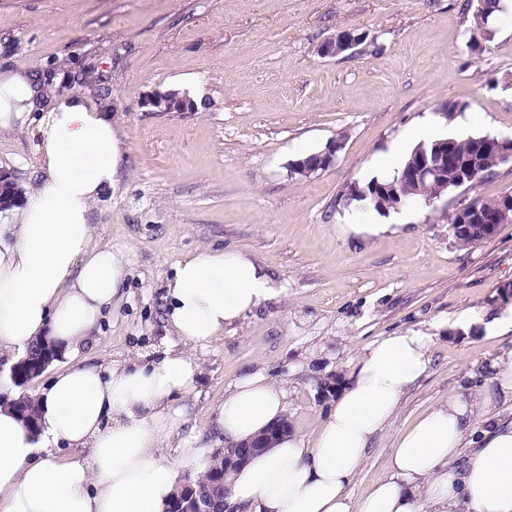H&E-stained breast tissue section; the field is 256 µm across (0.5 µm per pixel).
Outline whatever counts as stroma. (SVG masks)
Listing matches in <instances>:
<instances>
[{
	"label": "stroma",
	"mask_w": 512,
	"mask_h": 512,
	"mask_svg": "<svg viewBox=\"0 0 512 512\" xmlns=\"http://www.w3.org/2000/svg\"><path fill=\"white\" fill-rule=\"evenodd\" d=\"M469 0H0V70L68 69L93 60L110 75L111 118L125 145L119 182L96 202V241L123 249L130 275L81 361L107 364L152 352L165 338L166 281L205 247L258 259L276 294L194 349L193 424L210 438L215 411L243 377L285 396L295 433L312 438L329 412L316 377L346 383L378 337L431 338L425 373L377 435L351 486L386 474L397 435L449 397L492 382V360L512 349V313L495 336L453 330L512 283V223L459 248L448 217L460 205L512 193V161L473 189L379 214L343 208L347 184L389 174L384 161L411 130L512 137V11L480 50L468 47ZM365 34L358 53L323 58L341 30ZM157 91L186 95L160 112ZM464 111L447 115L448 104ZM344 147L309 177L289 165L336 137ZM39 166L27 126L0 133V168L18 180ZM380 232H370V225Z\"/></svg>",
	"instance_id": "obj_1"
}]
</instances>
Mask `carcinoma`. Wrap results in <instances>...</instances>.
I'll list each match as a JSON object with an SVG mask.
<instances>
[{
	"instance_id": "carcinoma-1",
	"label": "carcinoma",
	"mask_w": 512,
	"mask_h": 512,
	"mask_svg": "<svg viewBox=\"0 0 512 512\" xmlns=\"http://www.w3.org/2000/svg\"><path fill=\"white\" fill-rule=\"evenodd\" d=\"M508 6L504 0H484L480 11L473 12V25L471 28V40L475 43L488 41L492 37V17L497 12H507ZM69 82H75L93 92L105 104L106 110L112 109L111 90L109 78L95 73L94 68L89 65L78 67L76 74L66 73ZM490 135L478 136H449L448 151L458 157L470 158L477 162L484 178L492 176L500 163L493 152L488 150L486 144ZM435 142H421L409 154L402 168L392 176L374 178L367 183V186L360 187L356 184H349L342 192L346 205L352 202H363L367 206L381 213L385 210H393L409 202L424 203L430 197H442L460 188H474L481 183V180L467 181L463 179V171L450 167L439 177L418 184L410 176V169L415 162V156L419 152H431ZM383 183L392 186V189L384 196H374L372 186L375 183ZM450 230L455 242L463 247H474L492 237L482 225L470 224L464 228L458 226V216L453 214L449 218ZM224 454L221 451L215 453L213 459L206 465L204 472L192 478V489L180 490L175 499H182L188 494L195 498L205 499L210 502L220 501L224 497Z\"/></svg>"
}]
</instances>
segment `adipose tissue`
I'll list each match as a JSON object with an SVG mask.
<instances>
[{
  "mask_svg": "<svg viewBox=\"0 0 512 512\" xmlns=\"http://www.w3.org/2000/svg\"><path fill=\"white\" fill-rule=\"evenodd\" d=\"M30 127L41 173L22 205L0 217V355L50 338L75 357L106 308L121 299L124 250L96 243L94 203L116 187L124 151L105 113L76 91L43 99L31 68L0 72V131ZM167 338L150 354L61 369L36 395L38 431L0 405V512H164L180 469L204 466L213 445L258 435L285 413L280 390L259 376L225 396L216 437L191 426L188 401L200 365L186 348L223 335L274 296L265 267L248 254L210 247L173 267L166 283ZM429 338L382 336L363 348L351 382L313 439L288 434L237 473L228 499L240 512H512V420L482 430L465 464L467 415L512 399V350L492 362L494 385L459 395L397 436L387 473L352 497L349 486L373 437L425 372ZM67 448L79 461H56ZM177 449L167 459L163 449Z\"/></svg>",
  "mask_w": 512,
  "mask_h": 512,
  "instance_id": "adipose-tissue-1",
  "label": "adipose tissue"
}]
</instances>
